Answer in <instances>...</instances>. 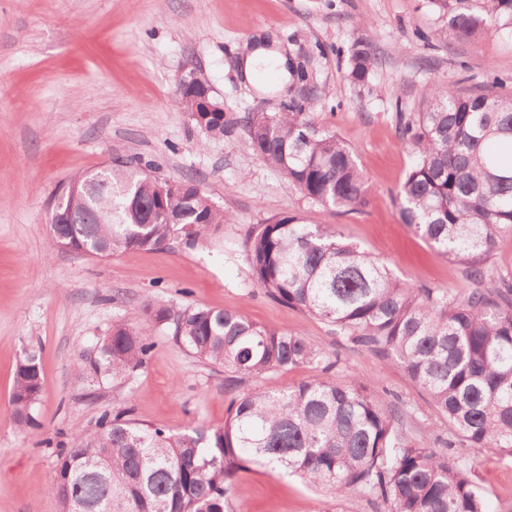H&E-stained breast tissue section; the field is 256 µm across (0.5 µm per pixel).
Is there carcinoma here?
I'll return each instance as SVG.
<instances>
[{"instance_id":"cac0c4a2","label":"carcinoma","mask_w":512,"mask_h":512,"mask_svg":"<svg viewBox=\"0 0 512 512\" xmlns=\"http://www.w3.org/2000/svg\"><path fill=\"white\" fill-rule=\"evenodd\" d=\"M447 19L434 32L459 40L512 34V0H430ZM377 63L370 43L349 51L357 83ZM311 95L279 112L224 119L219 135L242 126L252 150L289 185L325 208L366 205L365 176L354 151L320 125ZM399 136L413 159L398 192L402 222L463 267L462 294L414 287L348 241L335 226L275 217L253 227L247 260L265 295L326 323L398 365L423 389L431 408L468 448L512 455V273L489 266L499 240L512 234V96H463L438 87L413 119L397 113ZM136 159L74 180L95 189L71 200L74 223L51 247L101 258L115 251L189 245L232 220L205 193L152 215L157 180ZM143 208L132 210L129 200ZM147 322L179 346L224 369L235 384L292 368L321 372L278 391L231 401L224 426L170 434L125 411L103 413L92 431H75L50 493L59 512H233L232 482L253 463L290 471L338 496L356 494L384 512H487L466 469L399 429L391 404L354 381L328 376L326 361L300 334L259 325L230 310L146 303L112 323L97 355L75 373L84 381L130 376L153 348ZM41 393L39 355L16 364L11 414L32 419Z\"/></svg>"}]
</instances>
